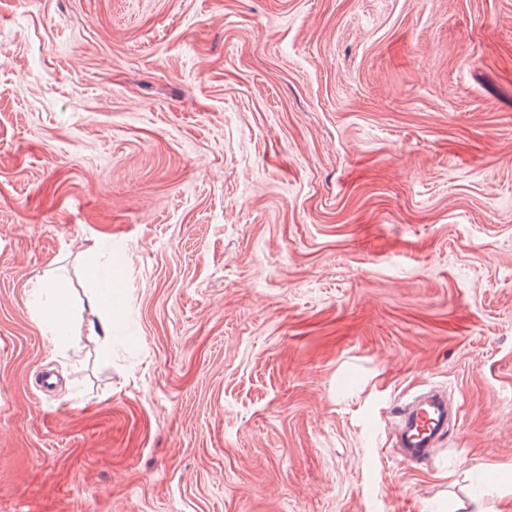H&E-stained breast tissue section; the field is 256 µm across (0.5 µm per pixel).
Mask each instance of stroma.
I'll return each instance as SVG.
<instances>
[{"instance_id": "stroma-1", "label": "stroma", "mask_w": 512, "mask_h": 512, "mask_svg": "<svg viewBox=\"0 0 512 512\" xmlns=\"http://www.w3.org/2000/svg\"><path fill=\"white\" fill-rule=\"evenodd\" d=\"M478 497L512 512V0H0V512ZM85 275L90 280L104 281L102 290L89 300V305L101 314L99 330L97 331L94 326L91 327L90 336H95L105 344H112V315L114 305L112 280L103 278L102 269L94 261L88 263L86 266ZM65 288L51 282L42 286L36 294L38 305L47 313L48 327L59 346L68 343L67 330L70 321L68 302L62 298ZM397 436L399 454L407 464L428 460L437 454L450 424L448 397L433 390L416 398L400 411Z\"/></svg>"}]
</instances>
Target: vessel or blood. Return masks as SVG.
Returning <instances> with one entry per match:
<instances>
[{"mask_svg":"<svg viewBox=\"0 0 512 512\" xmlns=\"http://www.w3.org/2000/svg\"><path fill=\"white\" fill-rule=\"evenodd\" d=\"M449 424L448 397L443 391H430L406 405L397 436L402 460L412 464L436 455Z\"/></svg>","mask_w":512,"mask_h":512,"instance_id":"b4317fda","label":"vessel or blood"}]
</instances>
